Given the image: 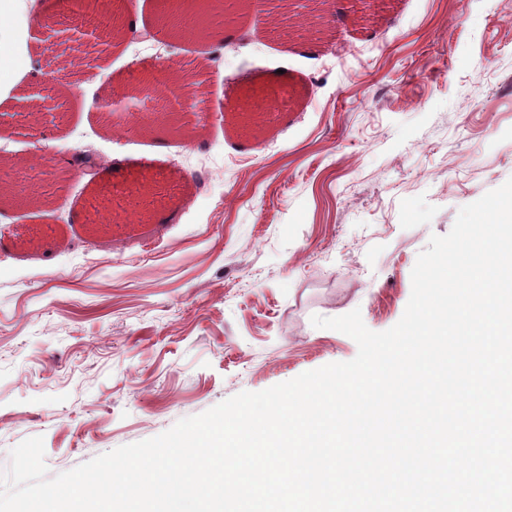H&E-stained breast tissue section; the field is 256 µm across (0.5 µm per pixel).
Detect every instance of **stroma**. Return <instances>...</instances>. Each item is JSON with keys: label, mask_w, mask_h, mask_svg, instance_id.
<instances>
[{"label": "stroma", "mask_w": 512, "mask_h": 512, "mask_svg": "<svg viewBox=\"0 0 512 512\" xmlns=\"http://www.w3.org/2000/svg\"><path fill=\"white\" fill-rule=\"evenodd\" d=\"M161 0H108L125 40L74 0H20L0 55V165L36 149L50 205L0 199V471L44 439L49 475L155 437L244 391L356 357L312 316L402 317L411 272L461 207L512 178V0H272L207 44ZM175 60L196 87L114 102ZM270 97L257 136L232 108ZM182 133L145 131L160 107ZM132 114L123 138L113 126ZM107 158L90 177L75 155ZM149 186L137 222L90 201Z\"/></svg>", "instance_id": "35a3bbf8"}]
</instances>
